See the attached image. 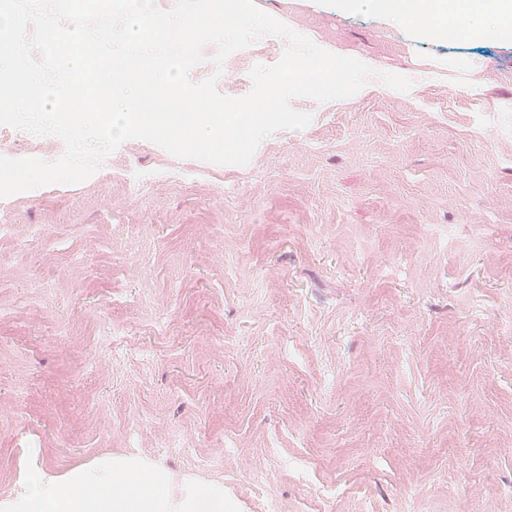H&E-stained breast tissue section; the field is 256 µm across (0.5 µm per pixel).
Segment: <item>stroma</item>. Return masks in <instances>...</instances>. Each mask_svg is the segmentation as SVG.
<instances>
[{
    "mask_svg": "<svg viewBox=\"0 0 512 512\" xmlns=\"http://www.w3.org/2000/svg\"><path fill=\"white\" fill-rule=\"evenodd\" d=\"M255 4L412 89L295 99L245 166L130 139L0 198V499L109 454L224 512H512V41ZM285 47L190 77L243 96Z\"/></svg>",
    "mask_w": 512,
    "mask_h": 512,
    "instance_id": "1",
    "label": "stroma"
}]
</instances>
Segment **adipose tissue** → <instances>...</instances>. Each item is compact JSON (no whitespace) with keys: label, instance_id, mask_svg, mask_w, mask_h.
Masks as SVG:
<instances>
[{"label":"adipose tissue","instance_id":"1","mask_svg":"<svg viewBox=\"0 0 512 512\" xmlns=\"http://www.w3.org/2000/svg\"><path fill=\"white\" fill-rule=\"evenodd\" d=\"M470 11L488 36L512 38V0H471ZM132 469L108 456L59 476L34 467L20 494L0 500V512H224L223 491L210 487L179 500L156 475L147 490H132Z\"/></svg>","mask_w":512,"mask_h":512}]
</instances>
